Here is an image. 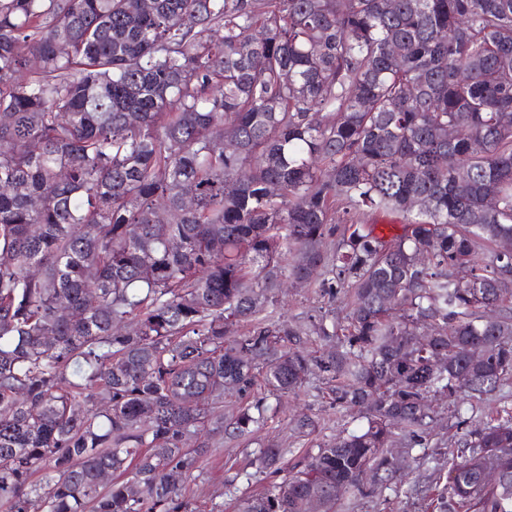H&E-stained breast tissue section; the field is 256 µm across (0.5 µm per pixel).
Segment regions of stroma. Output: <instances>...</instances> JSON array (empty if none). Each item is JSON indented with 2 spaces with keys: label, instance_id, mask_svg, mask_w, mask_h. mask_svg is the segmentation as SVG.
Masks as SVG:
<instances>
[{
  "label": "stroma",
  "instance_id": "obj_1",
  "mask_svg": "<svg viewBox=\"0 0 512 512\" xmlns=\"http://www.w3.org/2000/svg\"><path fill=\"white\" fill-rule=\"evenodd\" d=\"M274 416L265 430L254 435L224 441L217 450L205 458L199 469L182 480L185 495L191 502L204 503L232 499L234 494H259L265 489L263 481L254 479L245 481L237 479V472L248 469L250 453L261 441L275 436L288 448L289 459L303 455L307 448L327 441L340 431L355 429L363 420L331 410L322 397V384L310 380L295 395L274 399L270 402ZM435 410L439 416L434 426L435 436L428 448L416 452L417 459L413 465V476L421 484H431L435 477L436 459L441 453L450 451L454 442L462 433L459 419H466L469 425H477L497 414L512 413V384H507L492 392L480 402H467L461 405L458 416L448 412L447 401H438ZM308 414L318 421L315 433L302 436L292 431L290 422L301 415ZM235 479V486H228V479ZM339 512H428L427 502L422 496L411 494L408 484L392 481L382 493L363 498L358 494H346L339 507Z\"/></svg>",
  "mask_w": 512,
  "mask_h": 512
}]
</instances>
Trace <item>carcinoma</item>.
Returning a JSON list of instances; mask_svg holds the SVG:
<instances>
[{"label": "carcinoma", "mask_w": 512, "mask_h": 512, "mask_svg": "<svg viewBox=\"0 0 512 512\" xmlns=\"http://www.w3.org/2000/svg\"><path fill=\"white\" fill-rule=\"evenodd\" d=\"M506 116L512 0H0V512H199L174 475L313 374L366 424L254 450L236 512L376 493L431 398L512 381ZM313 281L346 326L281 312ZM436 470L512 512V415Z\"/></svg>", "instance_id": "cac0c4a2"}]
</instances>
